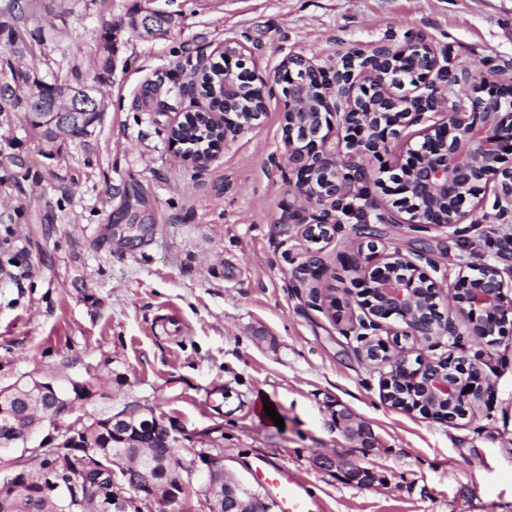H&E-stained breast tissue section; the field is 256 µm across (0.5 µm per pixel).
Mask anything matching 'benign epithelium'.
<instances>
[{"instance_id": "obj_1", "label": "benign epithelium", "mask_w": 512, "mask_h": 512, "mask_svg": "<svg viewBox=\"0 0 512 512\" xmlns=\"http://www.w3.org/2000/svg\"><path fill=\"white\" fill-rule=\"evenodd\" d=\"M158 15L157 11L143 10L129 25L157 37L163 33L154 24ZM248 53L254 50L240 40L224 43V89L211 90L209 110L200 112L205 125L199 127L196 140H184L178 134L185 120L195 117V113H184V119L171 126L170 143L183 161L199 169L207 167L223 143L259 123L266 97L279 86L284 96L289 181L305 199L303 206H288L282 223L298 227L307 239L315 243L331 239L344 217L356 209L362 211L361 224L357 225L359 237L379 238L371 222L391 224L393 220L368 201L362 184L371 179V174L363 160L379 156L389 139L399 134V128L417 124L425 125L424 141L402 166L404 177L398 189L403 194L401 207L408 215L404 223L426 231L455 228L467 217L462 211L466 199L478 196L481 185L492 182L494 201L492 211L484 212L485 222L512 224V166H502L505 154H512V81L485 78L459 97L455 105H447L442 90L467 82L468 75L441 64L436 50L422 34L401 44L351 52L332 67L289 54L273 75L253 71L243 81L239 69L245 65ZM408 59L415 64L413 89L397 97L391 92L390 76ZM56 95L58 104L78 118L97 106L94 97L70 88L66 81L58 82ZM336 125L351 131L352 137L343 146L332 140ZM356 200L364 204L357 206ZM495 246V258L504 267L459 263L451 296L453 310L468 321L473 335L484 339L501 336L512 325V297L505 293V289H512V235L497 239ZM423 263L434 265L425 247L406 254L398 248L385 253L375 268L355 260L353 271L368 281L363 294L345 302L362 311L356 323L351 317L343 318L336 302L319 289L309 293V305L332 313L338 324L357 325L364 358L389 363L383 394L398 384L409 394L404 410L417 407L451 424L474 410L489 389L480 370L452 356H423L414 368L406 357L390 353L377 339L384 330L381 320L390 317L399 323L394 335L416 342L431 343L455 332L454 320L440 311L441 286L424 276ZM84 386L90 384L73 381L67 390L53 379L32 378L0 391L1 400L9 403L17 399L22 405L7 444L26 445L38 431L56 425L60 429L68 427L67 439L91 451L95 443L88 423L78 417L63 424V417L73 412L76 403L71 391ZM339 419L346 431L360 440L363 455H371L377 446L372 431L344 412ZM141 420L145 429L164 432L168 444L178 441L176 426L151 411L142 414L123 410L112 415L113 422L130 430ZM315 463L336 467L347 481L361 486L373 481L370 470L347 459L319 454ZM107 471L113 476L121 474L129 487L142 490L148 499L175 504L184 493L185 480L196 478L202 493L210 498L217 496L224 503V512H263L257 494L240 493L241 483L224 476L223 460L218 457L198 456L187 479L179 478L161 487L153 485L143 469L131 465L122 454L112 456ZM4 489L9 494L0 500V512H8L16 503L41 500L65 512L75 487L72 482L52 481L47 485L30 472L8 477Z\"/></svg>"}]
</instances>
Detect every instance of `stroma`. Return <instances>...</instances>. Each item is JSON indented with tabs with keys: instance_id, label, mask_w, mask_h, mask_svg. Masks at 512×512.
Segmentation results:
<instances>
[{
	"instance_id": "1",
	"label": "stroma",
	"mask_w": 512,
	"mask_h": 512,
	"mask_svg": "<svg viewBox=\"0 0 512 512\" xmlns=\"http://www.w3.org/2000/svg\"><path fill=\"white\" fill-rule=\"evenodd\" d=\"M8 2L0 62L15 32L26 44L16 65L88 81L96 36L113 23L117 67L87 137L47 141L26 112H0V388L100 377L101 395L75 415L153 409L176 423L184 463L221 457L255 489L251 467L267 460L296 473L326 512H512V332L492 343L446 336L433 350L468 359L491 383L473 413L448 423L390 407L385 365L365 361L357 334L306 306L297 284L314 255L319 288L358 291L348 260L372 251L349 223L319 243L282 224L297 190L281 97L207 168L169 141L196 102L186 86L200 56L219 60L227 41L261 46L257 67L269 74L290 52L327 65L423 33L449 68L512 75V0H20L11 14ZM140 6L175 27L159 39L121 28ZM474 206L464 204L472 223L455 239L384 224L374 252L427 245L435 281L462 260L493 263L499 233ZM17 265L19 285L7 276ZM343 411L378 437L372 455L336 423ZM320 453L360 461L375 482L316 466Z\"/></svg>"
}]
</instances>
